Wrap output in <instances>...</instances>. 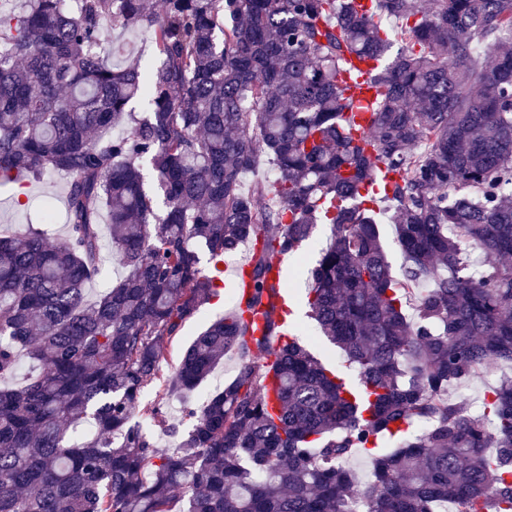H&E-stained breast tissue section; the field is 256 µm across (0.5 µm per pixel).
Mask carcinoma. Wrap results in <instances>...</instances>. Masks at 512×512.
Segmentation results:
<instances>
[{"label": "carcinoma", "mask_w": 512, "mask_h": 512, "mask_svg": "<svg viewBox=\"0 0 512 512\" xmlns=\"http://www.w3.org/2000/svg\"><path fill=\"white\" fill-rule=\"evenodd\" d=\"M108 25L150 31L149 71L110 64L130 52ZM352 56L380 61L367 136L337 84ZM263 160L275 180L244 192ZM381 165L397 277L358 194ZM46 173L69 178L67 234L0 232V380L40 366L0 388V512H512V377L448 398L512 367V0H26L0 12V184ZM102 209L125 274L90 302ZM318 224L309 315L354 377L277 320L270 257ZM246 241L249 292L164 374L213 295L201 252L217 272ZM229 352L235 378L157 447L144 389L189 392Z\"/></svg>", "instance_id": "carcinoma-1"}]
</instances>
